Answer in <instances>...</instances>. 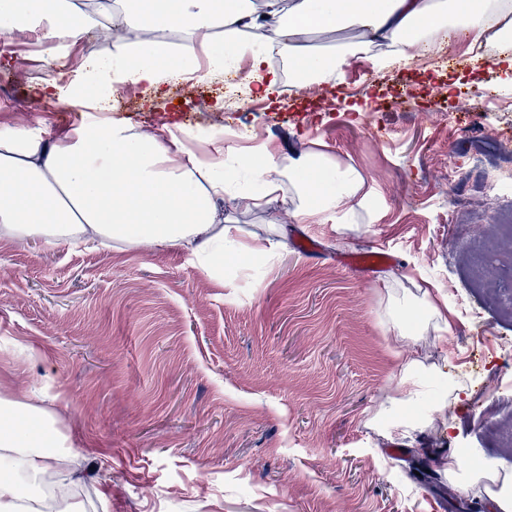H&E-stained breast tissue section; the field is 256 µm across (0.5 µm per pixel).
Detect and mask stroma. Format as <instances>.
Returning a JSON list of instances; mask_svg holds the SVG:
<instances>
[{
	"instance_id": "35a3bbf8",
	"label": "stroma",
	"mask_w": 512,
	"mask_h": 512,
	"mask_svg": "<svg viewBox=\"0 0 512 512\" xmlns=\"http://www.w3.org/2000/svg\"><path fill=\"white\" fill-rule=\"evenodd\" d=\"M10 40L15 59L0 65V82L16 94H0V128L74 136L89 108L37 103L31 86L81 81L122 42L83 36L51 72L26 33ZM468 44L463 29L442 32L426 61L358 72L349 91L331 82L305 98L283 62L280 101L259 112L227 101L232 70L192 94L170 80L163 112L134 83L109 96L107 118L137 129L232 128L237 146H266L284 168L321 154L358 172L369 202L343 224H295L281 206L225 199L236 242L273 237L277 225L287 238L260 264L217 258L220 281L183 251L0 239V389L53 414L70 437L80 512H437V502L471 499L491 512L487 484L443 465L464 448L472 468L512 476V380L484 345L512 339V186L485 191L512 172V112L498 108L512 90ZM219 96L223 111H211ZM377 245L395 266L373 274L336 262ZM425 292L447 331L417 304ZM396 313L426 366L412 403L394 392ZM399 417L410 427L392 430ZM416 448L432 480L405 461Z\"/></svg>"
}]
</instances>
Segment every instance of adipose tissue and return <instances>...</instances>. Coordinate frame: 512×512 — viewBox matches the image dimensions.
Masks as SVG:
<instances>
[{"mask_svg": "<svg viewBox=\"0 0 512 512\" xmlns=\"http://www.w3.org/2000/svg\"><path fill=\"white\" fill-rule=\"evenodd\" d=\"M102 17L125 33L179 27L194 43L133 42L94 80L70 88L75 102L103 103L110 90L130 80L158 98L170 76L213 80L245 58L249 93L273 101L280 79L266 53L269 33H276L278 52L292 71L316 81L334 63L306 49L311 32L352 26L367 42L398 45V59L407 63L425 49L428 34L458 26L476 48L492 30L512 28V0H264L259 11L245 0H122L120 9L100 16L84 11L78 0H0V32L34 34L50 69L60 67L65 48ZM217 21L224 29L220 40L209 34ZM187 138L102 119L67 143L45 140L37 126L0 128V236L50 247L107 240L129 248L183 249L213 276L214 257L234 241L224 222L225 197L244 195L251 206L264 208L278 202L280 181L288 179L299 198L291 210L297 224H341L368 203L360 177L322 156H304L284 171L271 152L255 148L233 152L230 167L220 157L198 158ZM62 460L75 466L79 456L54 416L0 393V512H40L27 502V481Z\"/></svg>", "mask_w": 512, "mask_h": 512, "instance_id": "1", "label": "adipose tissue"}]
</instances>
